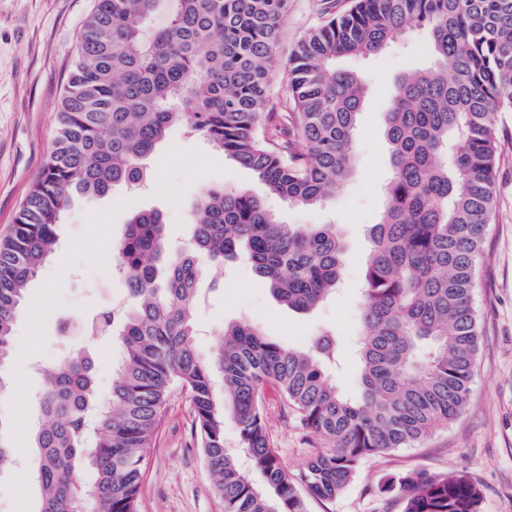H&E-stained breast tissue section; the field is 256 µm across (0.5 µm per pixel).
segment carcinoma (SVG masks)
<instances>
[{
  "instance_id": "obj_1",
  "label": "carcinoma",
  "mask_w": 512,
  "mask_h": 512,
  "mask_svg": "<svg viewBox=\"0 0 512 512\" xmlns=\"http://www.w3.org/2000/svg\"><path fill=\"white\" fill-rule=\"evenodd\" d=\"M288 61V101L271 100L275 46L288 0H95L78 37L54 149L0 241V366L11 355L21 301L60 243L74 194L102 197L146 179L140 161L182 123L290 205L321 207L346 184L356 156L367 78L336 67L385 51L408 29L428 32L429 62L396 83L385 113L391 157L387 206L369 235L360 296L361 395L330 372L341 343L324 330L286 348L246 320L224 327L210 358L195 349L198 284L239 254L272 294L308 311L342 282L346 245L333 224L292 227L243 190L208 186L195 204L191 249L170 252L157 210L132 213L115 245L126 307L82 320L121 350L102 397L85 351L42 370L33 433L38 512H138L144 460L171 389L192 398L224 512H308L332 501L371 455L410 448L466 408L481 329L473 305L486 227L495 212L496 116L512 112V0H352ZM157 14L164 25L143 22ZM224 391L216 388V375ZM277 390L327 447L288 471L265 427L263 391ZM238 428L243 468L224 445ZM261 475L265 487L251 474ZM403 512H482L464 472L415 470L390 479Z\"/></svg>"
}]
</instances>
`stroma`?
<instances>
[{
    "mask_svg": "<svg viewBox=\"0 0 512 512\" xmlns=\"http://www.w3.org/2000/svg\"><path fill=\"white\" fill-rule=\"evenodd\" d=\"M95 0H0V239L14 219L53 147L57 115L74 59L78 35ZM321 21L318 0H290L281 23L277 53L287 60L309 29ZM425 30L410 29L376 56L344 58V69L364 74L369 95L358 117L357 157L352 177L325 209L273 202L288 224L334 223L347 245L343 284L335 296L306 312L289 309L242 261L228 266L224 289L212 296L197 318L198 341L210 353L225 325L245 319L270 339L297 348L330 327L340 337L344 363L335 376L349 398L360 392L355 342L360 331L359 288L369 230L385 209L382 192L390 170L384 118L396 81L424 61ZM500 158L496 210L488 226L474 302L482 327L470 403L448 426L410 448L364 459L345 491L332 501L309 499V512H403L399 491L382 492L388 478L423 469L434 474L463 471L480 488L483 512H512V112L498 113ZM150 176L137 191L120 189L102 198L74 196L63 218L62 245L30 284L14 326L12 356L4 372L9 395L0 400V434L8 438L13 464L0 471V512H36L39 489L28 432H16L17 415L38 424L35 398L43 386L38 366L65 353L90 349L101 395L112 384L110 338L85 336L84 317L124 294L112 273L113 248L132 212L160 211L173 248L187 246L192 210L208 186L244 189L263 198L264 184L249 169L226 157L204 138L174 128L149 158ZM45 309L36 316L42 291ZM265 425L272 445L289 471L302 469L324 441L306 431L296 412L275 389L265 390ZM139 512H224L198 444L195 416L186 390L170 393L147 450Z\"/></svg>",
    "mask_w": 512,
    "mask_h": 512,
    "instance_id": "35a3bbf8",
    "label": "stroma"
}]
</instances>
